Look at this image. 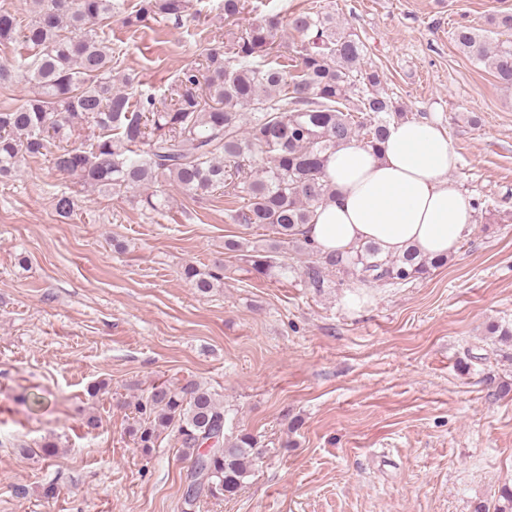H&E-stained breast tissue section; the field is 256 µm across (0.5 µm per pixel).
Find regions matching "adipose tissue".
<instances>
[{
    "label": "adipose tissue",
    "instance_id": "adipose-tissue-1",
    "mask_svg": "<svg viewBox=\"0 0 512 512\" xmlns=\"http://www.w3.org/2000/svg\"><path fill=\"white\" fill-rule=\"evenodd\" d=\"M457 162L447 134L430 120L391 124L377 154L354 141L341 144L327 166L334 196L304 234L323 253L345 257L365 241L391 255L415 248L448 256L474 222L450 177Z\"/></svg>",
    "mask_w": 512,
    "mask_h": 512
}]
</instances>
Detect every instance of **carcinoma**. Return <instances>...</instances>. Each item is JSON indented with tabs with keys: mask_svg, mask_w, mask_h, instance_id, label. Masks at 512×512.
Listing matches in <instances>:
<instances>
[{
	"mask_svg": "<svg viewBox=\"0 0 512 512\" xmlns=\"http://www.w3.org/2000/svg\"><path fill=\"white\" fill-rule=\"evenodd\" d=\"M189 0H26V19L0 13V42L20 40L29 60L0 64V84L15 70L31 85L21 103L0 108V179L28 158L49 157L51 170L82 187L134 192L142 208L157 211L168 197L152 186H174L194 200L220 191L243 205L229 210L235 224L259 226L273 238L245 255L263 276L279 268L272 253L288 244L306 257V285L317 292L329 276L354 271L363 284L404 285L447 262L416 249L382 254L368 242L343 258L322 255L302 235L316 209L333 198L326 169L336 147L356 141L377 152L389 125L409 119L389 95L385 74L364 61L359 35L320 7L288 17L270 11L230 40L213 39L199 62L187 66L168 93L126 92L133 84L114 71V50L100 35L119 18L138 30L156 16L179 22ZM288 30L289 64L266 62ZM448 37L497 82L512 89V42L489 41L468 26ZM185 279L201 293L224 282V263L188 266ZM129 429L148 453L174 433L191 460L180 509L197 512L206 499L237 492L259 458L258 441L241 431L227 438L224 403L199 382L160 383L136 403ZM475 512H512V490Z\"/></svg>",
	"mask_w": 512,
	"mask_h": 512,
	"instance_id": "carcinoma-1",
	"label": "carcinoma"
}]
</instances>
